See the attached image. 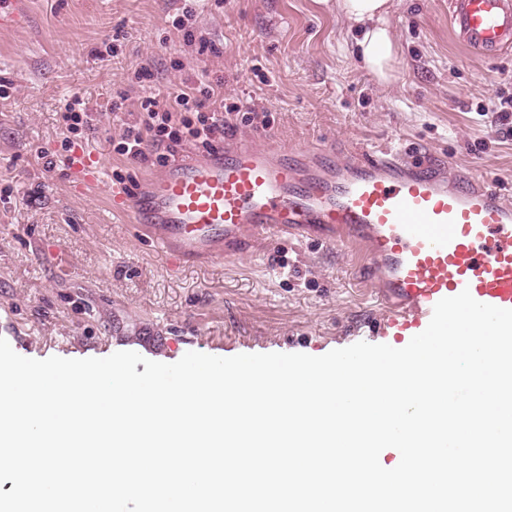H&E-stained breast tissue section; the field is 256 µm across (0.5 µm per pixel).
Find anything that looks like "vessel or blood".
<instances>
[{"instance_id": "1", "label": "vessel or blood", "mask_w": 512, "mask_h": 512, "mask_svg": "<svg viewBox=\"0 0 512 512\" xmlns=\"http://www.w3.org/2000/svg\"><path fill=\"white\" fill-rule=\"evenodd\" d=\"M26 14L27 0H0V28L21 27ZM448 20L475 52L512 51V0H449ZM111 199L177 262L228 258L270 238L347 249L377 294L379 334L403 345L425 330L439 300L465 289L512 309V204L424 157L354 149L307 162L228 139Z\"/></svg>"}]
</instances>
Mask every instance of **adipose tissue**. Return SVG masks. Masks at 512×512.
<instances>
[{
    "label": "adipose tissue",
    "instance_id": "1",
    "mask_svg": "<svg viewBox=\"0 0 512 512\" xmlns=\"http://www.w3.org/2000/svg\"><path fill=\"white\" fill-rule=\"evenodd\" d=\"M392 7L393 0H336L337 15L361 31L356 45L364 68L382 81L389 79L397 57V44L385 24Z\"/></svg>",
    "mask_w": 512,
    "mask_h": 512
}]
</instances>
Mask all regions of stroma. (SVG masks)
Returning a JSON list of instances; mask_svg holds the SVG:
<instances>
[{"label": "stroma", "instance_id": "1", "mask_svg": "<svg viewBox=\"0 0 512 512\" xmlns=\"http://www.w3.org/2000/svg\"><path fill=\"white\" fill-rule=\"evenodd\" d=\"M398 47L387 85L363 68L356 30L333 0H196L200 49L173 22L185 0H28L19 29L0 28V338L32 359L104 358L134 351L178 361L186 352L321 356L366 340L382 312L344 250L277 239L254 253L172 266L140 237L134 215L113 211L160 166L128 162L112 142L113 96L135 112L142 97L172 94L200 74L224 83L236 136L315 153L324 148L421 153L461 176L486 178L512 203V139L478 108L512 94V52L465 50L448 0H395ZM152 78L134 79L141 66ZM81 102L90 130L62 114ZM267 113L256 126L247 106ZM57 157L47 171L40 152ZM102 179L77 187L74 167Z\"/></svg>", "mask_w": 512, "mask_h": 512}]
</instances>
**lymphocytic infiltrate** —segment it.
I'll return each instance as SVG.
<instances>
[{
    "instance_id": "f902f5d3",
    "label": "lymphocytic infiltrate",
    "mask_w": 512,
    "mask_h": 512,
    "mask_svg": "<svg viewBox=\"0 0 512 512\" xmlns=\"http://www.w3.org/2000/svg\"><path fill=\"white\" fill-rule=\"evenodd\" d=\"M221 84L200 76L166 99L144 98L136 120L114 112L123 134L113 143L114 152L139 164L167 165L173 148L190 142L211 148L216 136L233 130L234 124L222 107Z\"/></svg>"
}]
</instances>
